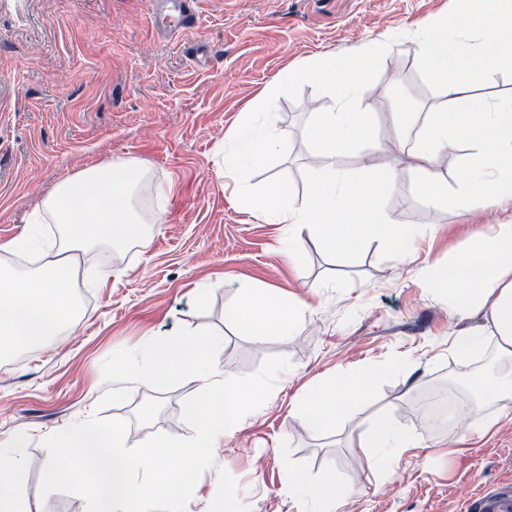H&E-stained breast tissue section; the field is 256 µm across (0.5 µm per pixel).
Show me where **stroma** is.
Segmentation results:
<instances>
[{"mask_svg":"<svg viewBox=\"0 0 512 512\" xmlns=\"http://www.w3.org/2000/svg\"><path fill=\"white\" fill-rule=\"evenodd\" d=\"M458 7L459 0H202L192 37L213 54L195 64L158 36L150 0H0V243L35 233L44 243L56 239V225H32L31 214L61 178L89 166L140 160L155 182L176 186L167 200L145 198L163 208L160 232L120 256L101 248L78 254L81 277L98 280L74 290L78 325L0 360V443L29 437L23 493L31 512H85L79 496L40 495L42 441L64 425L120 418L130 447L156 432L191 434L182 410L196 379L163 392L145 422L138 409L146 390L102 374L117 350L182 327L220 334L216 366L228 377L251 374L270 356L292 363L270 398L214 449L186 512H315L308 495L288 489L295 471L313 485L332 476L345 486L339 512H465L461 490L483 495L512 484V409L468 386L473 376L498 375L496 342L487 339L480 360H457L449 332L486 320L457 315L431 277L475 232L512 222V206H474L461 216L429 203L404 170L383 205L400 224L429 226L414 242L413 263L376 242L334 252L309 237L292 255L285 226L237 203L221 173L226 138L275 76L318 54L364 55L382 42L389 48L364 99L376 140L346 163L395 165L392 97L410 111L438 102L408 41L419 23ZM329 106L311 83L277 99L262 120L275 128L280 150L252 167L249 184L259 190L282 180L300 202L317 169L311 115ZM248 288L306 305L291 335L258 340L229 320ZM348 369L372 372L371 395L335 430L298 413L303 393ZM440 394L461 412L457 425H432ZM376 413L410 430L418 445L371 469L352 439Z\"/></svg>","mask_w":512,"mask_h":512,"instance_id":"stroma-1","label":"stroma"}]
</instances>
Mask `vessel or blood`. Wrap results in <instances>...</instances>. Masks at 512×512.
<instances>
[{
  "instance_id": "1",
  "label": "vessel or blood",
  "mask_w": 512,
  "mask_h": 512,
  "mask_svg": "<svg viewBox=\"0 0 512 512\" xmlns=\"http://www.w3.org/2000/svg\"><path fill=\"white\" fill-rule=\"evenodd\" d=\"M157 31L165 37L182 42L187 56L201 60L208 58L209 45L190 40V33L200 19V0H151ZM469 512H512V490L494 491L483 496L465 499Z\"/></svg>"
}]
</instances>
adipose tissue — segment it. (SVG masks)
I'll use <instances>...</instances> for the list:
<instances>
[{
  "label": "adipose tissue",
  "instance_id": "adipose-tissue-1",
  "mask_svg": "<svg viewBox=\"0 0 512 512\" xmlns=\"http://www.w3.org/2000/svg\"><path fill=\"white\" fill-rule=\"evenodd\" d=\"M454 14L416 29L411 51L423 62L437 88L441 105L434 112L414 113L404 121L394 109L398 141L415 139L401 155L418 176L417 189L434 204L449 202L460 209L480 204H512V97H477L488 77L512 69V0H461ZM374 56L314 57L279 74L244 112L232 141L224 145V180L255 215L288 228V243L303 236L319 239L332 250H354L376 241L399 246L400 258L415 260L410 250L416 231L405 228L382 205L398 189L394 169L377 171L367 164L350 168L343 159L370 141L375 115L363 105L366 76ZM312 83L332 101L324 112L312 113V147L318 163L311 188L300 204L288 203V188L275 182L254 192L247 173L253 163L278 149L272 128L256 129L254 119L298 85ZM460 158L454 181L440 171L443 154ZM149 167L133 160L101 163L60 180L34 210L39 224L59 227L58 244L43 255L36 270L19 271L6 264L4 253L16 244L0 245V357L20 348H36L70 328L79 304L72 291V253L80 248L106 247L123 253L162 223L163 213L141 204ZM437 291L464 315L486 313V333L454 331L450 349L461 361L481 358L485 336H494L500 358L512 363V224H494L476 233L447 270L433 277ZM243 323L256 336H287L305 307L273 297L255 300L246 292ZM370 376L349 371L339 379L307 391L298 403L312 423L328 429L345 417L352 400L365 397ZM26 435L17 434L0 447V512H30L21 494L25 481ZM357 445L369 449V467L383 463L382 449L403 453L416 438L388 416L371 421L368 435Z\"/></svg>",
  "mask_w": 512,
  "mask_h": 512
}]
</instances>
